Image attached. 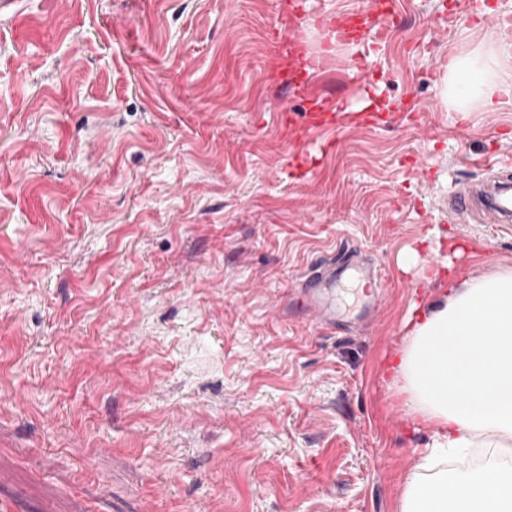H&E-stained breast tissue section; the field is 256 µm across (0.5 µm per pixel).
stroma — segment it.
Here are the masks:
<instances>
[{
	"instance_id": "35a3bbf8",
	"label": "stroma",
	"mask_w": 512,
	"mask_h": 512,
	"mask_svg": "<svg viewBox=\"0 0 512 512\" xmlns=\"http://www.w3.org/2000/svg\"><path fill=\"white\" fill-rule=\"evenodd\" d=\"M14 0L0 10V512H398L432 430L381 377L433 230L464 278L512 223L448 197L512 164V101L440 76L512 0ZM331 118L307 125L305 60ZM384 288L347 332L294 286L340 246Z\"/></svg>"
}]
</instances>
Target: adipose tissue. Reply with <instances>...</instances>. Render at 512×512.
Returning <instances> with one entry per match:
<instances>
[{
  "label": "adipose tissue",
  "mask_w": 512,
  "mask_h": 512,
  "mask_svg": "<svg viewBox=\"0 0 512 512\" xmlns=\"http://www.w3.org/2000/svg\"><path fill=\"white\" fill-rule=\"evenodd\" d=\"M440 84L454 111H498L512 97V42L495 29L464 38L449 51ZM423 280L439 289L414 306L384 367L415 422L433 429L420 461L433 473L406 481L399 512H512L511 462L492 457L451 474L433 459L437 451L512 448V268L463 280L444 262Z\"/></svg>",
  "instance_id": "1"
}]
</instances>
